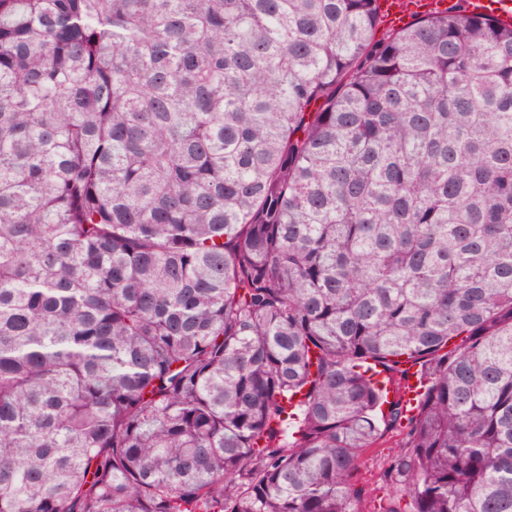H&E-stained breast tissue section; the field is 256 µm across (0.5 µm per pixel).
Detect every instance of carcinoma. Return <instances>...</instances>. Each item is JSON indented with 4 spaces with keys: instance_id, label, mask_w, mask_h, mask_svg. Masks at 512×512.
Listing matches in <instances>:
<instances>
[{
    "instance_id": "carcinoma-1",
    "label": "carcinoma",
    "mask_w": 512,
    "mask_h": 512,
    "mask_svg": "<svg viewBox=\"0 0 512 512\" xmlns=\"http://www.w3.org/2000/svg\"><path fill=\"white\" fill-rule=\"evenodd\" d=\"M379 2L0 0V512H512V26ZM414 6H407L401 0H384L381 12L392 22L394 26L400 25L403 19L412 11H443L448 8V0L414 1ZM408 372L397 387L396 394L402 400L408 415L416 411L418 397L421 392L418 377L414 374L415 369L407 367ZM404 436L398 429L385 431L372 448L365 450L355 472L356 487L362 490L359 502L361 512H373L386 498L388 488L382 479L388 459L403 444Z\"/></svg>"
}]
</instances>
